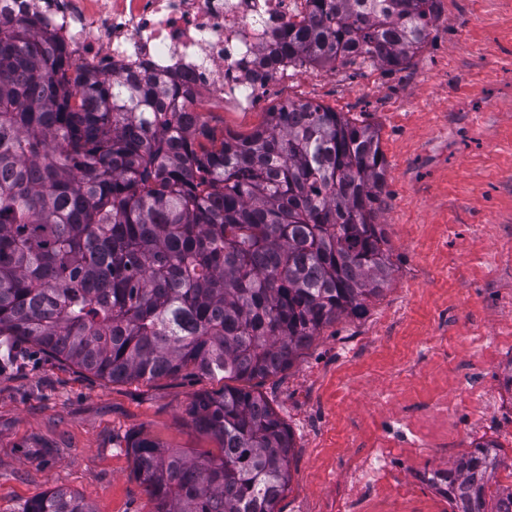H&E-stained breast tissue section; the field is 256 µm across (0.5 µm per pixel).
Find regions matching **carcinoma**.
<instances>
[{"mask_svg":"<svg viewBox=\"0 0 512 512\" xmlns=\"http://www.w3.org/2000/svg\"><path fill=\"white\" fill-rule=\"evenodd\" d=\"M272 54L307 69L409 64L439 0H308ZM169 78H97L36 19L0 15V346L112 382L226 380L187 408L217 443L191 456L136 434L154 512H276L294 438L248 383L391 281L379 130L310 101L216 136ZM237 385L231 386L229 382ZM493 441L442 471L452 512H512ZM26 512H95L57 488Z\"/></svg>","mask_w":512,"mask_h":512,"instance_id":"1","label":"carcinoma"}]
</instances>
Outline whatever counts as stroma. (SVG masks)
I'll return each instance as SVG.
<instances>
[{
	"label": "stroma",
	"mask_w": 512,
	"mask_h": 512,
	"mask_svg": "<svg viewBox=\"0 0 512 512\" xmlns=\"http://www.w3.org/2000/svg\"><path fill=\"white\" fill-rule=\"evenodd\" d=\"M308 100L374 124L388 165L380 220L395 272L360 317L324 327L285 372L256 382L294 437L280 512H445L415 470L445 469L493 441L512 483V0H440L401 70L355 62L289 71L255 111L211 108L216 131L248 135L274 106ZM207 376L115 383L29 350L0 374V512L59 487L96 512H154L126 440L198 452L185 409L222 389ZM448 402L438 417L433 400ZM431 430L440 455L397 449L390 481L351 493L392 415Z\"/></svg>",
	"instance_id": "35a3bbf8"
}]
</instances>
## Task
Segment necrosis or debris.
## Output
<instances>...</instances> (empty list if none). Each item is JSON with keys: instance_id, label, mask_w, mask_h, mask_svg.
<instances>
[{"instance_id": "1", "label": "necrosis or debris", "mask_w": 512, "mask_h": 512, "mask_svg": "<svg viewBox=\"0 0 512 512\" xmlns=\"http://www.w3.org/2000/svg\"><path fill=\"white\" fill-rule=\"evenodd\" d=\"M56 34L83 71L98 77L149 70L176 75L213 104L251 111L288 70L259 64L271 33L300 20L307 0H5Z\"/></svg>"}]
</instances>
